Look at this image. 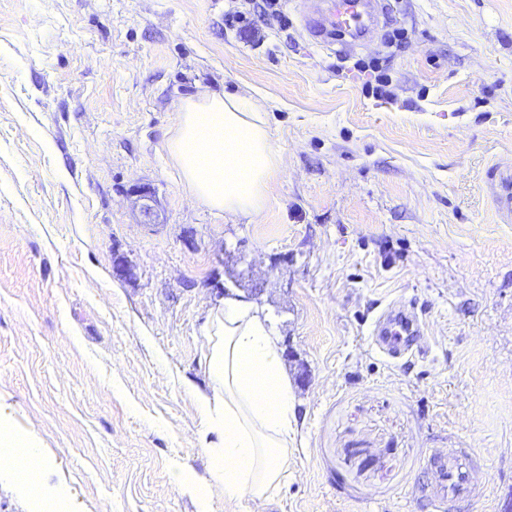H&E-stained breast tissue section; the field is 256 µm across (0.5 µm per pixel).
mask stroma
Returning <instances> with one entry per match:
<instances>
[{
    "instance_id": "stroma-1",
    "label": "stroma",
    "mask_w": 512,
    "mask_h": 512,
    "mask_svg": "<svg viewBox=\"0 0 512 512\" xmlns=\"http://www.w3.org/2000/svg\"><path fill=\"white\" fill-rule=\"evenodd\" d=\"M316 2L251 38L225 23L250 0H0V415L68 512H434L444 448L491 473L461 512L512 498V222L487 180L512 169V0H384L351 49L310 40ZM204 90L267 108L284 165L255 220L196 200L166 153ZM228 293L289 354L295 448L265 503L208 485L204 326ZM393 305L424 331L395 360L371 336ZM132 193L137 197L142 223H157L158 214L155 209V199L152 189L148 186H139L134 188Z\"/></svg>"
}]
</instances>
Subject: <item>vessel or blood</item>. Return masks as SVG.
I'll list each match as a JSON object with an SVG mask.
<instances>
[{
  "label": "vessel or blood",
  "mask_w": 512,
  "mask_h": 512,
  "mask_svg": "<svg viewBox=\"0 0 512 512\" xmlns=\"http://www.w3.org/2000/svg\"><path fill=\"white\" fill-rule=\"evenodd\" d=\"M384 12L382 0H323L305 17L304 29L320 46H331L342 35L362 43L372 38L384 19ZM490 179L499 211L512 219V170L492 171ZM372 336L381 352L395 357L420 340L423 329L414 311L398 308L376 318ZM425 470L433 477L430 489L439 512H446L448 506L469 501L473 496L475 473L469 454L451 449L439 456H428Z\"/></svg>",
  "instance_id": "obj_1"
}]
</instances>
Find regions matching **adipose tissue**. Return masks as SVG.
<instances>
[{"label":"adipose tissue","mask_w":512,"mask_h":512,"mask_svg":"<svg viewBox=\"0 0 512 512\" xmlns=\"http://www.w3.org/2000/svg\"><path fill=\"white\" fill-rule=\"evenodd\" d=\"M166 150L191 194L211 210L258 217L283 159L273 148L265 106L252 97L201 92L180 102ZM210 394L202 421L217 437L205 450L210 479L228 500H270L287 473L297 406L269 319L243 300L226 299L210 319ZM0 473L17 488L41 487L44 454L37 440L0 417Z\"/></svg>","instance_id":"ef3b65f1"}]
</instances>
